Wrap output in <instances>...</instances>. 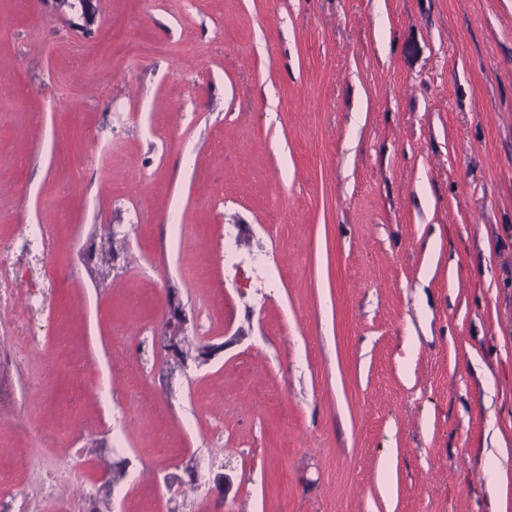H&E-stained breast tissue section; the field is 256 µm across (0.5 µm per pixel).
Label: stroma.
I'll return each mask as SVG.
<instances>
[{
    "label": "stroma",
    "mask_w": 512,
    "mask_h": 512,
    "mask_svg": "<svg viewBox=\"0 0 512 512\" xmlns=\"http://www.w3.org/2000/svg\"><path fill=\"white\" fill-rule=\"evenodd\" d=\"M92 8L0 0V235L73 271L0 308V512H512V0ZM184 317L181 314L180 303L175 295H170L168 300V313L166 318L167 333L164 342L169 351L176 357H180L181 351L178 348L177 338L183 329Z\"/></svg>",
    "instance_id": "35a3bbf8"
}]
</instances>
